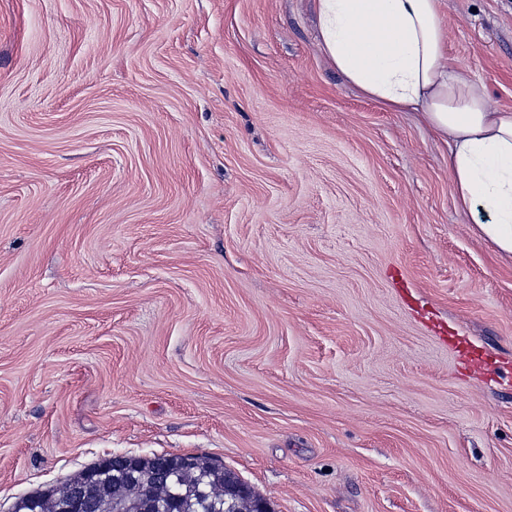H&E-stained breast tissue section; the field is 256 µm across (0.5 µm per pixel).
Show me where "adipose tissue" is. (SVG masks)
Segmentation results:
<instances>
[{"label": "adipose tissue", "instance_id": "obj_1", "mask_svg": "<svg viewBox=\"0 0 512 512\" xmlns=\"http://www.w3.org/2000/svg\"><path fill=\"white\" fill-rule=\"evenodd\" d=\"M319 42L344 79L393 108L418 109L449 148L457 206L475 234L512 256V111L448 61L439 0H315Z\"/></svg>", "mask_w": 512, "mask_h": 512}]
</instances>
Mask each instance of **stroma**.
<instances>
[{
  "mask_svg": "<svg viewBox=\"0 0 512 512\" xmlns=\"http://www.w3.org/2000/svg\"><path fill=\"white\" fill-rule=\"evenodd\" d=\"M439 8L512 108V0ZM473 224L312 0H0V512L179 454L273 512H512V258Z\"/></svg>",
  "mask_w": 512,
  "mask_h": 512,
  "instance_id": "obj_1",
  "label": "stroma"
}]
</instances>
